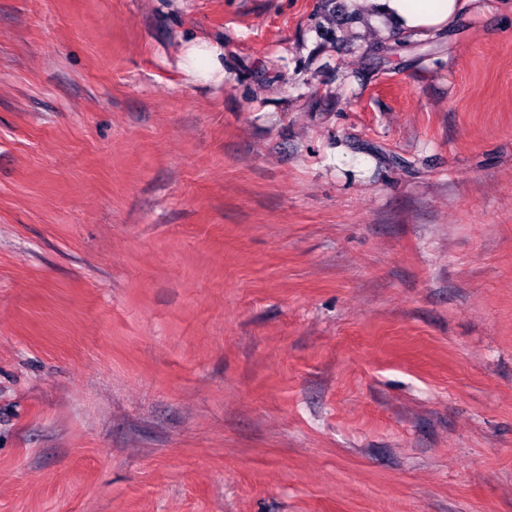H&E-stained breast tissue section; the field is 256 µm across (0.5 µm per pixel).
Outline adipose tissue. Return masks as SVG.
I'll return each instance as SVG.
<instances>
[{"label":"adipose tissue","mask_w":512,"mask_h":512,"mask_svg":"<svg viewBox=\"0 0 512 512\" xmlns=\"http://www.w3.org/2000/svg\"><path fill=\"white\" fill-rule=\"evenodd\" d=\"M369 15L386 20V36L423 37L452 24L470 0H354ZM224 49L220 44L200 41L186 49L182 69L192 77L223 71Z\"/></svg>","instance_id":"1"}]
</instances>
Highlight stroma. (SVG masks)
<instances>
[{
	"mask_svg": "<svg viewBox=\"0 0 512 512\" xmlns=\"http://www.w3.org/2000/svg\"><path fill=\"white\" fill-rule=\"evenodd\" d=\"M432 41L0 0V512H512V0ZM224 47L219 43L200 41L186 49L181 68L191 77H207L224 71Z\"/></svg>",
	"mask_w": 512,
	"mask_h": 512,
	"instance_id": "obj_1",
	"label": "stroma"
}]
</instances>
